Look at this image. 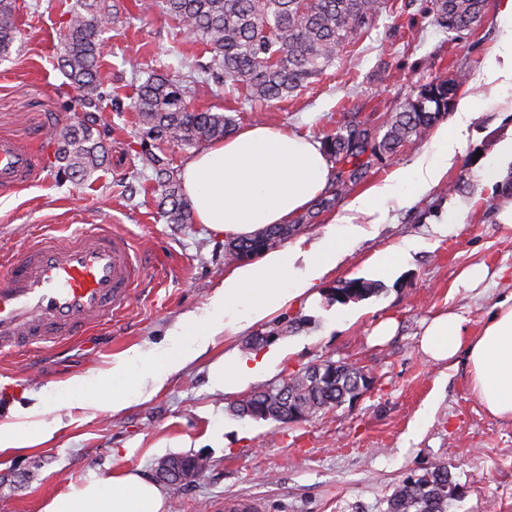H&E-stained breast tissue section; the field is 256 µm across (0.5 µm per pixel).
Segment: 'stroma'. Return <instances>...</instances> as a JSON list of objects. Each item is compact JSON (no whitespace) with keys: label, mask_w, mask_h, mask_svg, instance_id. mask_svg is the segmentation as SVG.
Instances as JSON below:
<instances>
[{"label":"stroma","mask_w":512,"mask_h":512,"mask_svg":"<svg viewBox=\"0 0 512 512\" xmlns=\"http://www.w3.org/2000/svg\"><path fill=\"white\" fill-rule=\"evenodd\" d=\"M137 0H106L119 21L100 60L107 94L98 132L108 157L77 185L63 179L54 162L53 127L70 117L73 91L54 65L68 11L75 0H16L20 31L9 59L0 61V138L42 151L33 181L0 196V255L21 251L40 232L67 236L89 224L111 225L129 237L146 263L138 294L123 313L102 325L90 345L21 352L0 358V421L11 418L26 394H53L57 382L103 367L132 346L166 342L182 314L203 312L224 277V243L201 224H170L158 208L160 193L143 169L142 150L167 157L179 168L191 147L143 141L130 107L144 71L187 79L191 68L211 59L170 17L141 15ZM368 36L297 96L264 106L242 92L192 84L193 104L234 117L237 127H288L324 140L358 119L381 125L390 112L432 81L464 77L474 116L467 145L443 182L414 204L390 205L389 221L361 241L326 277L324 288L353 279L379 281L377 294L348 301V314L322 296L315 307L296 305L261 324L271 345L286 349L272 379L288 377L325 360L352 362L375 380L359 399L293 423L239 417L234 395L211 390L208 365L236 347L248 354L246 337H215L206 355L173 377L150 401L114 416L78 421L51 442L20 453L0 454V512H39L47 496L100 476L133 470L155 478L172 455L206 457L196 480L167 483L170 512H214L241 500L252 512H388V501L407 476L445 461L465 493L448 512H512V421L489 415L471 386L466 353L435 363L419 339L425 320L448 310L477 334L494 305L512 295V227L498 219L512 204V162L501 163L496 180L480 174L498 161L499 146L512 137V87L489 104L490 90L476 76L506 32L497 21L500 0H485L484 13L462 37L444 32L427 15V0H390ZM123 111H115L112 96ZM429 143L421 137L394 154L378 155L368 176L301 228L308 239L329 229L331 215H344L351 200L410 163ZM499 162V161H498ZM444 224L447 234L435 233ZM414 243L409 261L378 277L372 258ZM487 272L469 288L460 281L470 266ZM306 318L297 331L289 319ZM395 323L385 340L373 336L382 320Z\"/></svg>","instance_id":"obj_1"}]
</instances>
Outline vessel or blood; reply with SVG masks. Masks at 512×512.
Listing matches in <instances>:
<instances>
[{"label":"vessel or blood","mask_w":512,"mask_h":512,"mask_svg":"<svg viewBox=\"0 0 512 512\" xmlns=\"http://www.w3.org/2000/svg\"><path fill=\"white\" fill-rule=\"evenodd\" d=\"M39 150L0 140V194L31 182ZM141 258L111 225L66 240L41 233L22 252L0 259V356L89 336L123 312L140 279Z\"/></svg>","instance_id":"obj_1"}]
</instances>
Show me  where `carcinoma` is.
<instances>
[{
    "label": "carcinoma",
    "mask_w": 512,
    "mask_h": 512,
    "mask_svg": "<svg viewBox=\"0 0 512 512\" xmlns=\"http://www.w3.org/2000/svg\"><path fill=\"white\" fill-rule=\"evenodd\" d=\"M432 22L456 35L481 17L484 0H430ZM159 8L211 54L201 72L219 85L230 83L252 101H282L325 74L339 52L369 30L386 9L385 0H146L145 11ZM115 16L101 0H76L61 38L58 66L74 90L76 119L53 128L58 171L76 184L105 164V148L96 135L97 112L104 93L98 79L100 48ZM14 0H0V60L10 57L17 41ZM463 79L430 82L416 98L388 115L382 139L367 123L352 120L326 136L324 148L334 164L333 179L317 200L316 209L335 204L362 182L371 157L394 153L424 136L447 115ZM142 134L181 146L224 139L235 128L231 117L192 107L186 87L177 79L149 74L131 103ZM151 180L161 189L159 209L170 224L191 223V209L180 192L169 160L151 152L141 155ZM309 212L293 224H274L245 238H232L224 248L230 263L248 261L290 238L312 223ZM380 284L350 280L335 288L345 302L379 291ZM370 373L350 363L327 361L266 384L233 404L241 417L298 422L351 402L368 389ZM463 495L446 463H435L410 475L388 501V512H448L449 502Z\"/></svg>",
    "instance_id": "1"
}]
</instances>
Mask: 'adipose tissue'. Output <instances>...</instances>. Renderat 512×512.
Masks as SVG:
<instances>
[{
	"instance_id": "obj_1",
	"label": "adipose tissue",
	"mask_w": 512,
	"mask_h": 512,
	"mask_svg": "<svg viewBox=\"0 0 512 512\" xmlns=\"http://www.w3.org/2000/svg\"><path fill=\"white\" fill-rule=\"evenodd\" d=\"M497 21L507 36L479 75L494 90L512 83V0H502ZM472 116V101L458 100L452 124H437L428 147L355 197L347 214L320 239L302 237L227 268L203 313L188 312L174 326L179 344L134 346L112 355L91 374L60 381L51 399L29 393L27 404L13 408L12 421L0 423V453L50 441L64 428L65 418L116 416L147 402L206 352L209 338L244 335L289 307L318 304L326 276L361 239L386 223L388 202L409 205L443 181L465 145ZM331 170L321 144L309 135L256 124L196 153L184 164L181 180L197 223L217 235L246 237L288 223L308 208L326 190ZM464 324L451 311L434 316L420 348L435 362L466 350L481 404L490 415L512 420V302L496 303L475 336H467ZM282 357L279 350L259 357L228 351L210 362L209 377L217 389L235 393L267 378ZM40 512H168V501L155 482L126 471L90 476L49 498Z\"/></svg>"
}]
</instances>
